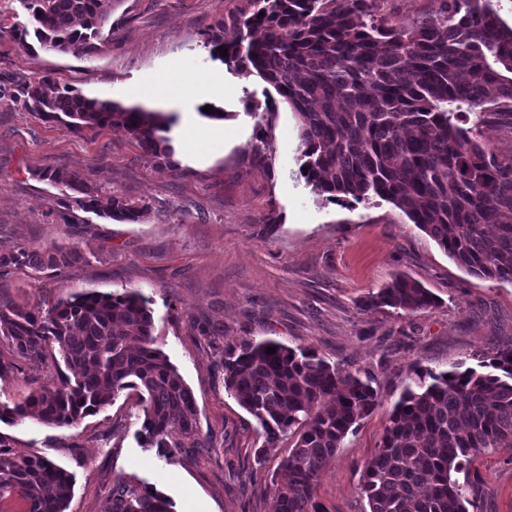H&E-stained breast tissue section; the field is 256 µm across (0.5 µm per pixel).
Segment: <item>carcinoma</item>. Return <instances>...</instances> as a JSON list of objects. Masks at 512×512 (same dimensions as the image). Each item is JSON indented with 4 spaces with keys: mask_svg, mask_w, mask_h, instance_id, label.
<instances>
[{
    "mask_svg": "<svg viewBox=\"0 0 512 512\" xmlns=\"http://www.w3.org/2000/svg\"><path fill=\"white\" fill-rule=\"evenodd\" d=\"M14 25L31 50L92 58L114 0H18ZM211 34L210 55L270 85L299 122V175L327 202L370 196L402 210L457 265L512 285V156L480 142L482 128L512 125V26L490 0H442L438 14L412 26L388 24L378 0H243ZM37 119L80 134L124 129L154 158H168L161 135L176 117L61 86L50 76L17 88ZM42 180L74 192L60 214L77 211L137 223L147 206L103 194L79 175L43 170ZM81 255L64 249L0 254V275L15 268L61 270ZM437 304L420 283L395 276L369 292L363 310L416 311ZM14 357L37 364L57 350L71 375L11 406L0 422L32 419L66 427L123 391L143 407L139 442L166 455L205 448L194 395L153 338L149 300L138 291L73 294L48 308L0 302V339ZM273 346L276 352L266 348ZM475 367L412 369L395 403L362 493L368 512H468L460 472L489 448H512V344L477 354ZM224 387L260 427L263 447L293 446L273 481L278 512H323L315 489L349 432L378 405L369 375L347 372L310 350L268 339L224 356ZM74 476L36 454L20 455L0 434V512L15 499L25 512H66ZM112 512H173L172 498L131 480L112 484Z\"/></svg>",
    "mask_w": 512,
    "mask_h": 512,
    "instance_id": "obj_1",
    "label": "carcinoma"
}]
</instances>
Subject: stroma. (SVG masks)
Returning <instances> with one entry per match:
<instances>
[{
	"instance_id": "obj_1",
	"label": "stroma",
	"mask_w": 512,
	"mask_h": 512,
	"mask_svg": "<svg viewBox=\"0 0 512 512\" xmlns=\"http://www.w3.org/2000/svg\"><path fill=\"white\" fill-rule=\"evenodd\" d=\"M241 0H119L107 41L87 60L29 52L0 37V253L77 248L81 261L55 273L19 268L0 278V300L48 306L73 293L141 291L150 300L155 345L192 389L203 448L161 457L141 448L137 395L70 427L0 422L22 455L37 454L75 476L67 512H112V483L124 477L170 495L175 512H276L271 490L292 446L264 448L257 424L224 389V353L245 340L273 339L317 351L372 376L379 403L324 468L315 498L324 512H366L364 468L411 369L474 365L476 352L512 344V285L468 274L393 204L373 197L333 204L298 175L299 133L286 103L255 75L211 56L205 42ZM392 25H410L440 0H380ZM223 78L220 88L204 77ZM50 75L83 94L130 104V88L153 75L184 81V100L151 103L176 115L175 158L159 169L125 131L85 135L35 119L11 96L13 83ZM219 106L231 136L221 148L191 141L204 133V106ZM194 127H187V120ZM77 173L104 193L146 205L126 224L83 213L80 235L59 219L69 189L39 171ZM422 283L440 300L415 312L363 311L369 291L393 275ZM53 360L0 375V403L58 382ZM469 512H512V449H489L462 473Z\"/></svg>"
}]
</instances>
